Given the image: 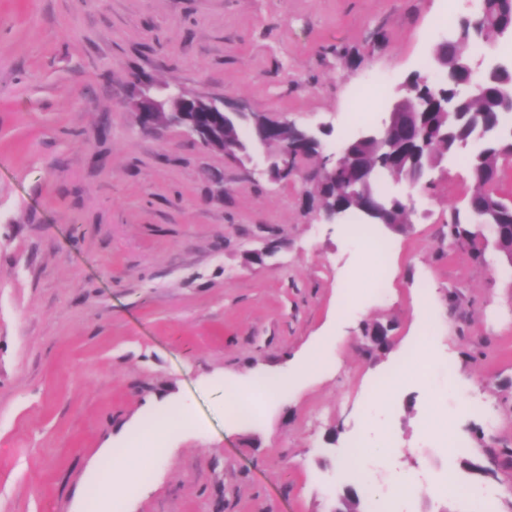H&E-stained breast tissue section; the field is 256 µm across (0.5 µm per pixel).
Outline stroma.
<instances>
[{
    "mask_svg": "<svg viewBox=\"0 0 512 512\" xmlns=\"http://www.w3.org/2000/svg\"><path fill=\"white\" fill-rule=\"evenodd\" d=\"M469 8L0 0V512H79L100 449L180 411L189 426L118 512H336L356 434L374 494L411 477L390 512H471L439 491L450 474L486 491V512H512V266L491 239L448 236L475 188L468 150L415 189L409 223L365 224L390 246L376 292L350 224L322 223L314 184L271 182L176 127L141 133L126 103L142 75L323 128L333 148L355 135L358 90L382 85L379 123ZM317 346L323 372H302ZM285 371L281 396L250 390L249 423L225 416V385ZM452 373L495 427L449 395ZM390 432L388 459L372 446Z\"/></svg>",
    "mask_w": 512,
    "mask_h": 512,
    "instance_id": "stroma-1",
    "label": "stroma"
}]
</instances>
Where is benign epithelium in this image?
<instances>
[{
	"mask_svg": "<svg viewBox=\"0 0 512 512\" xmlns=\"http://www.w3.org/2000/svg\"><path fill=\"white\" fill-rule=\"evenodd\" d=\"M501 78V109L512 112V70L497 69L485 71L474 59H468V76L455 83L454 94L467 99L475 97L487 78ZM141 86L131 105L138 112L140 130L149 133L158 126H177L194 136L206 148L220 150L236 160L240 156L233 146H227L219 138V131L224 125V118L245 113L239 105L218 101L204 93L185 95L171 92L166 96H158L150 92L149 81L145 77L136 79ZM413 111L400 112L392 108L387 118L379 124L363 130L356 141L371 140L379 147V153L372 158L361 159L353 152V143L345 142L336 151L324 154L321 131L309 128H298L283 120L266 119L254 128V134L261 141L275 139L279 142V153L272 158L267 154L255 151L246 157V161L254 166H263L262 173L274 183L291 179L299 173V161L305 157L304 146L313 144L321 157L318 166L302 173L304 180L315 182L321 186L330 181L336 168L352 165L356 171L355 180L348 187V195L356 199L358 208L373 224H392L390 214L395 206L402 212L414 210L412 190L440 163L439 144L446 140L447 133L441 128L428 125L419 118L420 110L425 103L416 98L412 102ZM414 138L420 145L419 159L399 170L394 165L393 151L399 142V133ZM382 173L393 175L402 190L390 197H380L373 192V183Z\"/></svg>",
	"mask_w": 512,
	"mask_h": 512,
	"instance_id": "1",
	"label": "benign epithelium"
}]
</instances>
